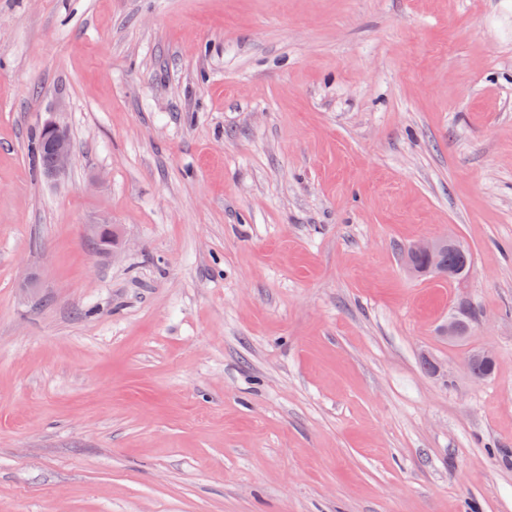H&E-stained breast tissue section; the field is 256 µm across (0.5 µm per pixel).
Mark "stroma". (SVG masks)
Segmentation results:
<instances>
[{
  "instance_id": "1",
  "label": "stroma",
  "mask_w": 512,
  "mask_h": 512,
  "mask_svg": "<svg viewBox=\"0 0 512 512\" xmlns=\"http://www.w3.org/2000/svg\"><path fill=\"white\" fill-rule=\"evenodd\" d=\"M0 512H512V0H0ZM48 148L52 152L53 162L51 164V156L45 148V135L43 129L39 132L31 143V151L38 157L40 170H45L46 177H55L62 171L66 170L71 163L73 150L72 143L67 129L58 124H50L45 127ZM48 168V169H47ZM458 240L443 236L434 239H426L411 244L408 248V262L406 260L405 268L410 276H432L438 279H447L448 270L442 261V254L448 245L457 244ZM424 259L422 265L414 264L410 259Z\"/></svg>"
}]
</instances>
